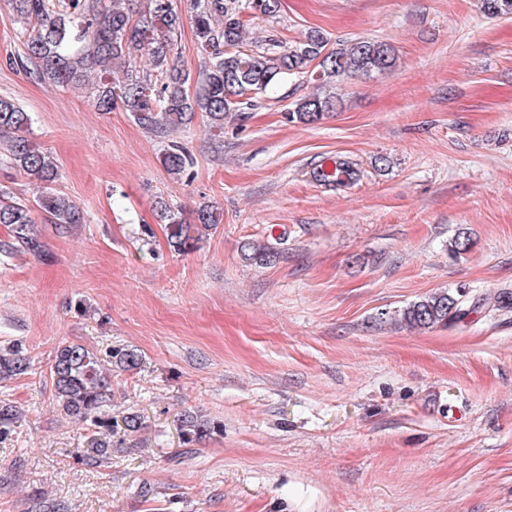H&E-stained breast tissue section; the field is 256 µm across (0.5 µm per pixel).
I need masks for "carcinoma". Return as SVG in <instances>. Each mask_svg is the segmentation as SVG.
I'll list each match as a JSON object with an SVG mask.
<instances>
[{"label": "carcinoma", "instance_id": "1", "mask_svg": "<svg viewBox=\"0 0 512 512\" xmlns=\"http://www.w3.org/2000/svg\"><path fill=\"white\" fill-rule=\"evenodd\" d=\"M13 11L25 26V52L20 65L39 80L63 88L87 89L101 112L117 107L129 112L144 128L164 133L186 126L201 116L211 135L223 134L224 119L252 105L275 82L287 77L310 76L317 83L352 74L369 75L392 68L396 62L390 44L378 40H351L336 48L317 32L306 40L285 46L268 41L257 49L242 50L245 24L242 0H190L197 49L201 59L198 74L178 60V36L182 15L171 0H11ZM256 17H272L279 0H250ZM490 17L512 15V0H483ZM147 55L151 68L137 67L135 56ZM331 98L310 95L288 113L291 122L311 124L333 108ZM31 113L20 104L0 98V142H7L4 163L39 182L42 194L37 207L48 221L69 229L84 223L80 208L54 188L58 166L50 152L30 140L27 130ZM168 174L180 176L190 165L185 148L174 142L163 154ZM316 180L335 189L357 180L353 164L338 158L315 173ZM172 246L182 251L193 240L194 228L179 214L164 208ZM197 220L205 230L221 223V214L205 206ZM0 225L9 231L5 254H40L44 244L35 229L33 208L0 186ZM244 260L270 265L277 253L267 246H252ZM478 306L448 292L435 293L409 304L401 321L413 329H429L461 322ZM140 364L130 349L109 351L108 362L97 352L78 343L64 344L54 352L49 368L53 399L71 420L94 430L86 464L99 466L112 459V449L96 435L111 432L114 418L112 368L133 370ZM30 360L17 345L0 348V381L27 374ZM19 410L0 401V439L11 431ZM215 427L192 415L180 424L185 443L198 442ZM31 512H65V505L50 501L37 489L30 496Z\"/></svg>", "mask_w": 512, "mask_h": 512}]
</instances>
